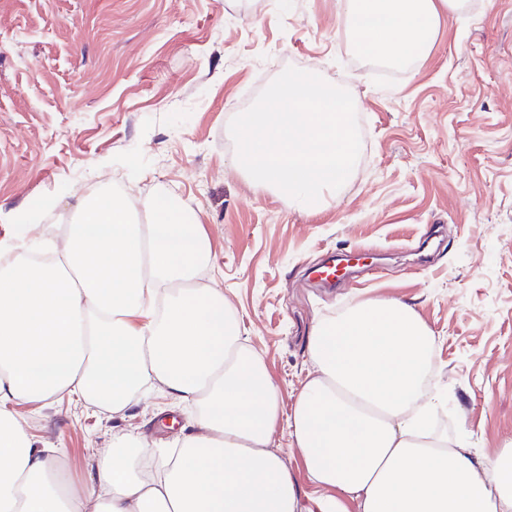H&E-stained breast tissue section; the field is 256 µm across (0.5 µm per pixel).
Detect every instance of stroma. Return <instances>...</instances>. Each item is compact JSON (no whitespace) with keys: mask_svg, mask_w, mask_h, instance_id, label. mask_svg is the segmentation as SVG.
<instances>
[{"mask_svg":"<svg viewBox=\"0 0 512 512\" xmlns=\"http://www.w3.org/2000/svg\"><path fill=\"white\" fill-rule=\"evenodd\" d=\"M353 97L361 151L348 183L308 214L234 163L229 124L287 67ZM165 193L208 237L199 271L284 412L312 364L318 321L371 299L409 305L435 341L437 433L492 460L512 441V0H466L429 54L382 73L350 45L337 0H0V238L28 215L43 236L93 190ZM367 253L342 287L323 259ZM73 481L117 434L160 448L197 432L196 410L150 389L119 414L52 398L16 405ZM270 447L300 512H361L315 482L285 424Z\"/></svg>","mask_w":512,"mask_h":512,"instance_id":"obj_1","label":"stroma"}]
</instances>
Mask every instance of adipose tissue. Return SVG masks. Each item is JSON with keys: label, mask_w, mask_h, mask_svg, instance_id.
Returning a JSON list of instances; mask_svg holds the SVG:
<instances>
[{"label": "adipose tissue", "mask_w": 512, "mask_h": 512, "mask_svg": "<svg viewBox=\"0 0 512 512\" xmlns=\"http://www.w3.org/2000/svg\"><path fill=\"white\" fill-rule=\"evenodd\" d=\"M363 53L426 56L464 0H338ZM95 191L55 240L37 225L0 239V512H299L295 482L270 436L280 417L264 366L239 342L217 288L196 289L207 237L169 200ZM431 331L406 304L366 301L312 330L314 370L287 422L317 483L361 512H512V448L491 463L433 428L424 389ZM153 385L196 405L198 433L161 470L145 439L115 436L90 481L73 484L62 449L35 446L14 405L68 396L121 413Z\"/></svg>", "instance_id": "obj_1"}]
</instances>
